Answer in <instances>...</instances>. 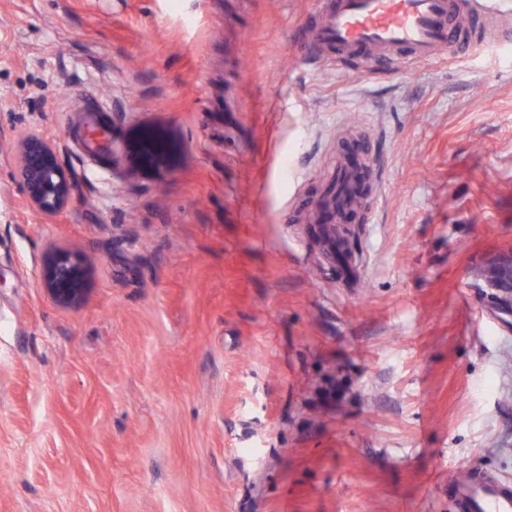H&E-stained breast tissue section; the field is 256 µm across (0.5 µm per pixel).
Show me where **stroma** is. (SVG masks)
<instances>
[{
  "instance_id": "stroma-1",
  "label": "stroma",
  "mask_w": 512,
  "mask_h": 512,
  "mask_svg": "<svg viewBox=\"0 0 512 512\" xmlns=\"http://www.w3.org/2000/svg\"><path fill=\"white\" fill-rule=\"evenodd\" d=\"M320 0H0V512H454L512 477V44L407 70L305 59ZM128 166L93 160L94 102ZM166 146L137 159L144 133ZM77 200L28 207L14 146ZM383 190L304 220L344 146ZM56 248L79 305L42 285ZM15 156V178L27 204L46 216L66 210L72 201L75 177L63 165L59 146L29 133L17 141ZM85 263L67 250H54L43 264L44 287L60 305L76 306L85 291ZM448 488L456 512H512V481L469 466Z\"/></svg>"
}]
</instances>
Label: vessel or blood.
I'll return each mask as SVG.
<instances>
[{
    "label": "vessel or blood",
    "instance_id": "1",
    "mask_svg": "<svg viewBox=\"0 0 512 512\" xmlns=\"http://www.w3.org/2000/svg\"><path fill=\"white\" fill-rule=\"evenodd\" d=\"M512 42V0H331L307 39V54L343 69L402 67L452 58L460 49ZM355 171L336 169L327 191L337 212L351 202ZM455 512H512V481L468 467L448 480Z\"/></svg>",
    "mask_w": 512,
    "mask_h": 512
}]
</instances>
